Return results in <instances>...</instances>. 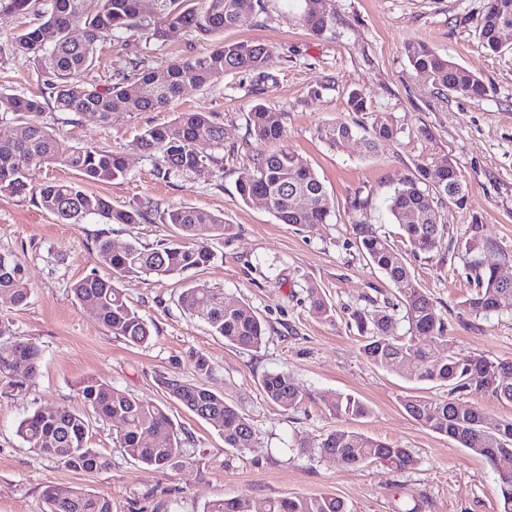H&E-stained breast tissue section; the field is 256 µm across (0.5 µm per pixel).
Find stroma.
Instances as JSON below:
<instances>
[{
    "label": "stroma",
    "instance_id": "1",
    "mask_svg": "<svg viewBox=\"0 0 512 512\" xmlns=\"http://www.w3.org/2000/svg\"><path fill=\"white\" fill-rule=\"evenodd\" d=\"M256 14L220 36H199L165 27L161 38L115 34L98 44L87 81L117 83L126 59L144 68L208 53L220 39L262 41L271 48L270 81L254 84L242 73H227L201 87L189 86L162 112H116L103 124L91 114L46 108L40 121L74 146H104L121 152L126 178L85 183L87 192L130 208L145 200L160 210L140 224H110L89 215L63 224L32 198L0 192V253L23 266L29 299L14 306L0 296V315L15 336L41 349L34 377L24 369L0 377V512H45L46 487L83 488L111 497L113 512H203L213 500L244 496L254 512L269 499L331 493L350 512H500L495 470L447 436L408 416L403 395L450 398L449 386L410 383L378 369L363 356L355 311L394 302L395 290L357 247L353 224L374 225L378 234L402 245L399 225L388 211L399 178L425 160L452 159L469 192L466 208H442L448 231L428 254H408L422 288L447 320L458 356L482 355L512 361V306L475 317L462 303L473 291L458 244L473 218L493 250L483 262L512 277V49L488 54L478 38L486 0H328L329 29L316 36L300 22V0H261ZM427 42L439 54L477 73L488 94L481 100L434 92L409 64L404 45ZM43 83L30 58L15 56L0 65V92L39 94ZM362 92L369 111L347 105L351 91ZM263 103L284 115L286 148L315 172L334 211L328 223L310 227L280 223L257 203L245 204L236 183L251 164L258 144L249 137L247 115ZM182 112H210L224 125L221 168L170 183L153 174L152 159L135 147L144 128ZM392 117L396 140L366 155L364 138L375 117ZM342 121L354 135L335 149L317 133ZM364 208H356V201ZM187 205L223 215L232 231L212 240L209 266L159 279L129 276L118 286L148 323L151 335L137 346L116 338L74 297L71 287L90 274L107 275L98 242L114 248L129 243L152 246L170 239L161 212ZM202 282L229 302L248 304L264 321L260 348L243 350L214 335L206 320L185 313L178 296L185 285ZM317 285L334 308L326 321L312 310L308 285ZM205 357L208 374L195 362ZM290 372L305 398L293 410L268 401L260 387L266 373ZM97 377L137 399L163 407L181 431L186 466L159 472L126 456L111 423L90 422V445L111 460L108 470L77 471L32 451L17 426L33 411L68 406L83 410L80 382ZM169 377L205 384L249 419L256 431L251 449L225 447L218 430L166 393ZM350 395L370 413L359 419L333 415L327 401ZM345 427L406 449L413 463L395 470L380 464L345 468L319 453L316 444Z\"/></svg>",
    "mask_w": 512,
    "mask_h": 512
}]
</instances>
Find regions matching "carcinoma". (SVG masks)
<instances>
[{
    "instance_id": "cac0c4a2",
    "label": "carcinoma",
    "mask_w": 512,
    "mask_h": 512,
    "mask_svg": "<svg viewBox=\"0 0 512 512\" xmlns=\"http://www.w3.org/2000/svg\"><path fill=\"white\" fill-rule=\"evenodd\" d=\"M302 25L315 35L331 24L327 10L314 12L302 0ZM152 16L209 36L235 27L242 17L253 14L259 0H201V7L186 0H154ZM40 23L0 41V64L12 56L31 58L44 77L43 97L61 112H90L103 124L114 112H153L165 109L187 86H203L226 72L249 74L263 83L271 79L266 71L269 47L257 41L222 42L207 55L175 61L163 68L144 69L141 61H126L122 81L106 88L83 78L92 66L96 44L120 31H140L151 37L160 30L151 28L143 10L144 0H0V22L34 7ZM512 27V0H488L479 22L481 46L492 54L503 51L497 33ZM79 27L83 38L70 37ZM405 53L417 75L441 96L460 94L473 100L487 95L488 87L476 73L438 54L423 42H409ZM43 102L36 97L0 94V112H12L20 125L10 134L0 133V192L14 196L29 194L28 176L35 166L60 164L76 171L79 180H50L33 195L35 204L65 224L76 223L87 215H98L112 224H139L154 212L147 203L128 210L115 209L103 196L84 190L82 183H109L127 175L122 153L100 146L74 147L50 132L38 116ZM248 135L263 150L252 159V166L238 179L241 199L253 203L260 197L270 202V210L282 224L308 227L326 224L333 204L317 175L294 152L281 146L284 137L283 114L262 103L248 113ZM399 129L389 118L378 117L366 139L367 151L396 139ZM321 140L340 148L353 136L352 127L337 121L318 129ZM205 142L224 147V126L209 112H183L169 122L142 130L136 148L156 160L154 176L162 181L183 179L203 165L218 166L223 159L202 155L196 145ZM304 194L307 205L299 208L294 197ZM467 190L453 161L437 165L428 160L414 172L399 179L390 197L389 210L394 223L404 232L405 243L414 254L430 253L441 243L446 224L438 206L466 205ZM164 221L176 229L174 239L153 247L131 243L116 250L108 240L98 249L103 265L111 275L90 274L72 286L74 296L88 305L112 335L138 345L148 340V324L128 304L116 281L130 275L165 277L182 274L210 264L214 254L208 241L230 233L233 225L224 217L194 207L172 206ZM358 248L389 280L396 291L398 306L407 324L404 335L394 334L395 320L384 310L360 312L356 316L363 337L362 351L373 366L398 374L413 383L439 382L451 391L487 392L500 401L512 403V381L505 380L501 363L481 355L462 359L447 336L442 312L417 282L405 258L371 224H354ZM471 257L474 291L463 307L474 316L485 315L512 303V284H504L492 266L478 255L493 245L483 236L482 225L474 222L469 235L459 243ZM11 297L21 307L27 303L24 269L11 257L0 254V295ZM308 299L313 310L326 320L332 307L314 285ZM181 308L190 315H202L214 334L244 350L259 348L265 328L250 306L228 304L224 294L206 284H191L179 295ZM429 336L443 352L422 348L417 339ZM40 350L30 340L13 335L8 319L0 315V374H9L19 365L27 374L37 373ZM167 394L198 418L212 424L224 437V446L237 451L245 439L255 436L249 420L224 397L203 384L171 377L162 381ZM266 398L279 407L297 408L304 399L294 376L280 370L265 374L260 382ZM84 405L96 417L112 422L116 441L123 452L138 462L159 470L174 469L184 463L183 442L163 408L146 403L95 377L79 385ZM405 412L426 428L446 435L476 455L495 465L491 449L512 447V420L494 419L478 408L455 399H432L419 395L403 397ZM332 413L347 418H363L370 413L362 401L338 396L328 403ZM150 433V440L143 438ZM17 433L33 451L67 466L98 472L109 467L102 453L88 446L89 422L86 415L67 407L38 409L23 418ZM317 448L324 456L344 467L356 468L379 463L396 470L412 464L404 448L373 439L349 428H336L323 437ZM497 494L501 512H512V477H498ZM47 512H112V499L80 488L48 487L43 494ZM203 512H249V500L242 496L209 502ZM265 512H348L343 500L333 494L283 496L267 501Z\"/></svg>"
}]
</instances>
